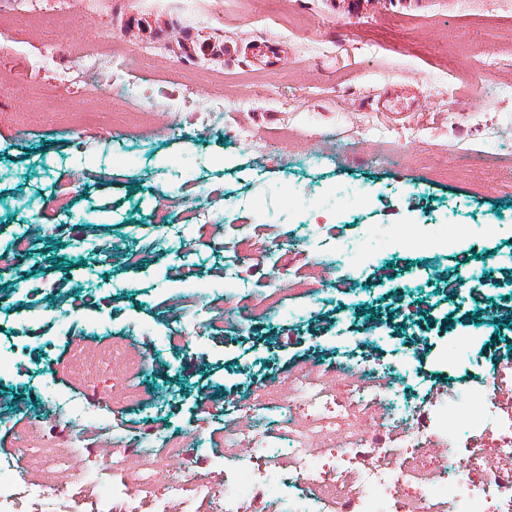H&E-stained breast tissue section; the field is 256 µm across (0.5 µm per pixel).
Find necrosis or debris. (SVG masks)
<instances>
[{"label":"necrosis or debris","instance_id":"obj_1","mask_svg":"<svg viewBox=\"0 0 512 512\" xmlns=\"http://www.w3.org/2000/svg\"><path fill=\"white\" fill-rule=\"evenodd\" d=\"M463 229L404 230L389 235L394 252L462 251ZM304 273L282 261L279 244H260L241 226L234 254L224 264L222 310L202 301V291H182L181 307L169 314L165 345L178 351L199 343L216 324L244 336L249 324L277 317L290 298L305 300L296 315L312 314L330 293L353 284L357 268L342 244H318ZM267 269L265 286L247 288L240 266ZM79 345L84 379H91L101 354L111 355L123 390L112 413L144 400L140 379L149 355L128 349L122 338L98 349ZM426 369L412 352L380 360L345 349L332 370L309 361L288 376L287 390L248 383L241 410L225 411L223 512H257L278 502L284 512H512V411L496 393L512 378V362L490 361L482 393L470 389L451 398L423 387ZM51 437L31 443L40 468L0 464V512H22V500L51 512L60 502L68 512H167L158 488L167 460L178 459L190 486H172L182 512H197L214 487L193 478L189 448H210L207 433L185 429L150 431L133 438L116 432L112 454L99 468H78L96 421L84 405L60 408ZM490 430L492 447L478 442ZM170 492V493H171Z\"/></svg>","mask_w":512,"mask_h":512}]
</instances>
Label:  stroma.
Listing matches in <instances>:
<instances>
[{"label":"stroma","instance_id":"stroma-1","mask_svg":"<svg viewBox=\"0 0 512 512\" xmlns=\"http://www.w3.org/2000/svg\"><path fill=\"white\" fill-rule=\"evenodd\" d=\"M29 21L0 22V250L18 229L35 247L25 275H0V341L25 340L36 369L0 380V412L50 420L57 398H87L110 416L109 391L119 383L110 360L82 386L63 366H42V343L60 361L68 339L91 336L97 320L135 349L152 352L142 383L150 404L122 415L128 435L147 431L224 429L221 412L202 413L209 400L228 408L243 399L236 375L285 382L297 361L333 358L336 325L390 323L392 342H365L363 354L389 359L409 346L412 325L396 321L402 304L419 311L433 342L452 344L488 309L512 301V0H380L374 13L346 17L334 0H112L106 14H89L83 0H18ZM122 45L126 91L94 96L80 79L58 90L70 61L69 41ZM186 52H179V45ZM279 47L270 65L255 47ZM136 111L147 127L174 133L126 140L112 117ZM91 114L112 140L74 145L69 128ZM193 178L201 193L220 192L217 221L200 230L233 249L241 224H284L278 206L259 212L258 196L283 198L301 188L358 185L371 192L367 208L340 224L332 211L301 216L305 230L332 226L341 243L372 229L383 269L357 280L359 299L328 297L312 318L282 317L252 325L247 337L225 340L210 329L192 349H162L166 313L189 270L154 246L156 210L182 223ZM73 181L70 207L89 248L74 249L54 233L59 218L52 191ZM451 222L471 241L463 256L391 253L385 239L406 225ZM109 246V264L95 245ZM143 261L128 272L132 249ZM489 265L497 290L467 305L448 302L441 280L461 264ZM37 308L73 310L71 322L44 318L23 331L13 300Z\"/></svg>","mask_w":512,"mask_h":512}]
</instances>
